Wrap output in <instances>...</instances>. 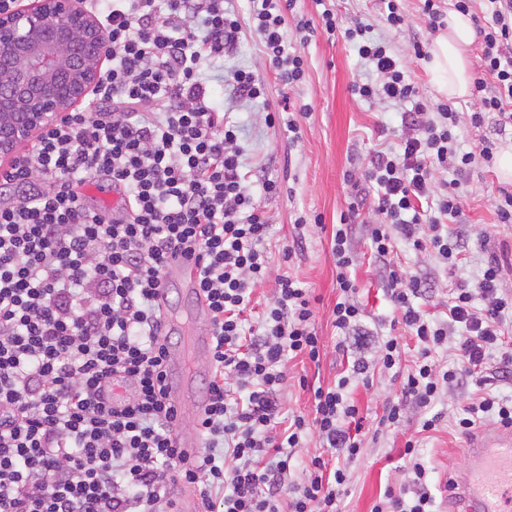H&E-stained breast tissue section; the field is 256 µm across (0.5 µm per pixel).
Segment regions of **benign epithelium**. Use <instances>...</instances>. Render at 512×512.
I'll return each instance as SVG.
<instances>
[{"mask_svg": "<svg viewBox=\"0 0 512 512\" xmlns=\"http://www.w3.org/2000/svg\"><path fill=\"white\" fill-rule=\"evenodd\" d=\"M108 48L82 0L0 15V157L58 122L98 82Z\"/></svg>", "mask_w": 512, "mask_h": 512, "instance_id": "obj_1", "label": "benign epithelium"}]
</instances>
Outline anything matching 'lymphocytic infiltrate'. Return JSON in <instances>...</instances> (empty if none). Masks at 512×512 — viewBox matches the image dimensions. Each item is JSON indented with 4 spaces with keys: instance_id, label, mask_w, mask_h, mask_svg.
Here are the masks:
<instances>
[{
    "instance_id": "1",
    "label": "lymphocytic infiltrate",
    "mask_w": 512,
    "mask_h": 512,
    "mask_svg": "<svg viewBox=\"0 0 512 512\" xmlns=\"http://www.w3.org/2000/svg\"><path fill=\"white\" fill-rule=\"evenodd\" d=\"M248 2L251 30L276 78L302 84L307 65L287 38L294 0ZM316 2L317 20L297 19V31L342 36L380 76L353 84L352 94L407 106L397 149L374 151L349 175L351 210L331 231V324L345 370L326 387L299 377L300 388L313 390V411L289 415L280 427L290 362L320 364L325 346L312 295L289 274L277 277L261 329L245 325L252 294L269 274L262 244L270 218L247 188L239 127L219 114L204 77L240 46L234 0H89L109 58L88 109L67 113L0 174V188L19 191L0 203V512H175L176 483L194 486L201 512H338L365 438L348 387L372 383L380 371L399 382L382 424L399 425L407 404L430 408L444 389L472 383L483 393L457 428L467 434L490 417L512 429V400L484 390L512 362L504 331L512 290L501 285L498 256L476 282L450 290L444 320L415 306L424 282L394 259L402 240L458 267L464 241L449 226L462 213L461 179L474 164L492 167L496 144L458 152V111L422 101L388 43L361 21L342 26L335 9ZM486 2L491 19L475 26L480 70L467 114L475 128L492 115L512 121V0ZM440 168L454 178L438 194ZM103 177L123 193L120 215L87 207L78 193ZM367 190L377 195L370 239L393 321L422 345L404 372L401 335L377 336L364 325L352 274L350 213ZM179 254L198 264L212 337L208 404L194 420L201 448L190 464L173 439L170 337L158 293ZM457 327L452 365L435 370L433 350ZM313 436L330 456L309 457L302 482L287 485L293 457ZM401 455L410 483L386 488L371 512H434L416 440L407 439Z\"/></svg>"
}]
</instances>
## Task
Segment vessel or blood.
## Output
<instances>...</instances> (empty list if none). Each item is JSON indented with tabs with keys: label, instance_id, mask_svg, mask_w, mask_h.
<instances>
[{
	"label": "vessel or blood",
	"instance_id": "1",
	"mask_svg": "<svg viewBox=\"0 0 512 512\" xmlns=\"http://www.w3.org/2000/svg\"><path fill=\"white\" fill-rule=\"evenodd\" d=\"M163 284L177 283L190 291L198 289V267L194 259L179 255L164 269ZM168 394L177 410L191 408L202 413L205 402L192 398L188 379L192 360L185 352L168 354ZM175 444L186 461H193L201 448L200 435L188 423L178 424ZM464 455L465 468L450 479L447 512H512V431L482 432L471 439Z\"/></svg>",
	"mask_w": 512,
	"mask_h": 512
}]
</instances>
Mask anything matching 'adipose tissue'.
I'll return each mask as SVG.
<instances>
[{
    "label": "adipose tissue",
    "instance_id": "1",
    "mask_svg": "<svg viewBox=\"0 0 512 512\" xmlns=\"http://www.w3.org/2000/svg\"><path fill=\"white\" fill-rule=\"evenodd\" d=\"M475 38L469 16L452 11L448 26L434 41L431 66L439 77V90L451 98L469 96L472 80L468 49Z\"/></svg>",
    "mask_w": 512,
    "mask_h": 512
}]
</instances>
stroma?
<instances>
[{
  "label": "stroma",
  "mask_w": 512,
  "mask_h": 512,
  "mask_svg": "<svg viewBox=\"0 0 512 512\" xmlns=\"http://www.w3.org/2000/svg\"><path fill=\"white\" fill-rule=\"evenodd\" d=\"M402 5L408 24L395 30L385 25L376 0L332 2L343 21L360 20L370 25L373 36L390 44L398 61L410 69L424 100L440 102L443 96L435 86L428 62H415L411 46L413 36L431 42L435 35L426 27L419 0H403ZM298 49L308 65L306 80L300 86L290 88L276 80L256 36L250 31L243 36L237 54L226 59L224 66L241 67L259 75L267 85L265 97L254 102H238L225 95L219 81L209 83L215 101L241 127L239 143L243 150V169L250 174L248 187L272 223L271 234L264 244L269 277L252 295L255 307L250 318L258 320L272 297L276 278L285 273L297 277L315 299L316 325L325 354L317 365L291 362V379L281 397L282 411L286 414L312 411L311 393L299 387V377L328 384L342 370V358L335 349L337 335L331 325L337 293L330 227L338 223L341 213L347 212L351 201L347 172L362 168L374 150L396 148V131L405 110L401 104L366 101L352 95L353 84L376 80L377 75L343 39L331 40L318 33L299 43ZM287 98L311 107L307 118L301 121L302 138L294 145L289 143L282 128L265 122L266 112L278 108ZM487 139L495 141L498 150L511 148L512 124L500 125L494 117L478 129L461 123L458 140L461 151L479 152ZM261 173L290 186V193L264 196L257 179ZM503 189L511 191L512 180H503L498 169L487 171L475 167L465 176L461 187L460 227L467 233L466 248L455 270H448L432 253L417 252L407 242H398L396 252L401 262L415 267L430 289L421 307L431 318L447 319L449 288L460 281H475L491 255L505 248L512 250V224L498 223L495 215V200ZM300 215L307 217L308 222L298 230L294 220ZM317 216L322 219L318 225L313 222ZM377 220L374 205L369 201L354 218L359 225L353 240L357 254L354 274L368 322L377 324L381 334L386 335L390 332L391 305L371 253L369 236L363 230L364 225ZM297 234L302 237L303 249L292 263H285L282 250ZM396 388L388 372L376 374L372 385L356 381L349 387L351 397L366 418L368 434L360 457L349 466L347 492L340 503V512H370L386 487L408 483L410 473L401 457L408 438L419 440L423 459L432 470L431 490L436 499H443L452 473L465 464L461 450L466 447L467 439L457 433L455 422L470 401L471 389L453 387L444 391L435 406L442 418L436 430L425 432L421 429L425 414L416 407L405 411L399 426L380 424L379 419L385 406L394 399Z\"/></svg>",
  "instance_id": "35a3bbf8"
}]
</instances>
